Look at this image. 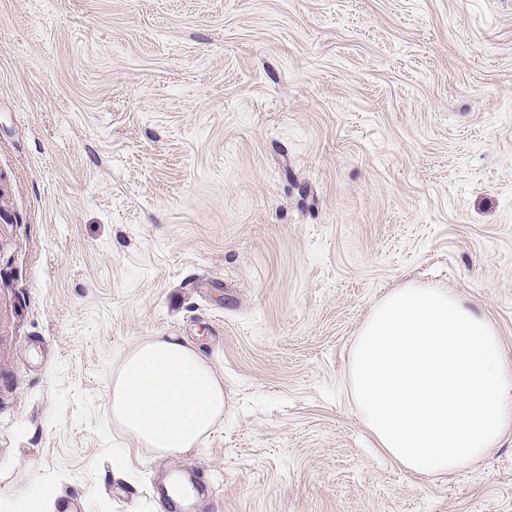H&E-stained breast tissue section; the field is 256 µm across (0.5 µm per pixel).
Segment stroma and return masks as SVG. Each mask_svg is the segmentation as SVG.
Wrapping results in <instances>:
<instances>
[{
  "label": "stroma",
  "mask_w": 512,
  "mask_h": 512,
  "mask_svg": "<svg viewBox=\"0 0 512 512\" xmlns=\"http://www.w3.org/2000/svg\"><path fill=\"white\" fill-rule=\"evenodd\" d=\"M410 282L512 354V0H0V512H512V431L414 477L356 413ZM172 335L228 407L166 458L110 394Z\"/></svg>",
  "instance_id": "obj_1"
}]
</instances>
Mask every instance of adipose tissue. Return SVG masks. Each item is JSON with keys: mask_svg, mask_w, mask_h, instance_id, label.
<instances>
[{"mask_svg": "<svg viewBox=\"0 0 512 512\" xmlns=\"http://www.w3.org/2000/svg\"><path fill=\"white\" fill-rule=\"evenodd\" d=\"M348 385L375 448L414 476L458 471L512 430V358L493 322L448 289L410 283L371 308ZM224 381L192 343L155 336L112 378V417L149 452L200 448L224 415Z\"/></svg>", "mask_w": 512, "mask_h": 512, "instance_id": "ef3b65f1", "label": "adipose tissue"}]
</instances>
